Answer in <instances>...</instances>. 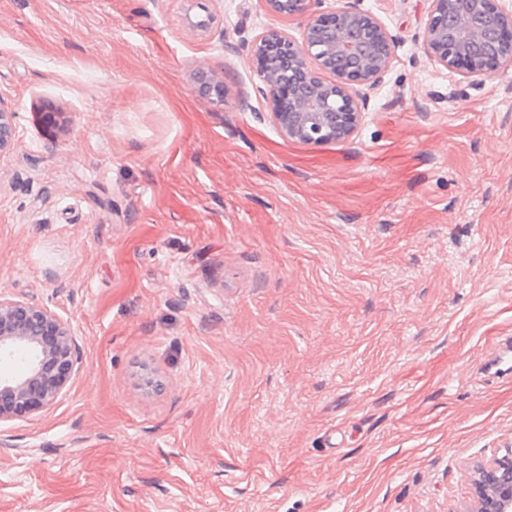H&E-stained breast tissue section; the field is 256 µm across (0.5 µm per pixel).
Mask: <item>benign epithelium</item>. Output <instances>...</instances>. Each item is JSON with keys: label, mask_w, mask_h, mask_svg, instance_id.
Segmentation results:
<instances>
[{"label": "benign epithelium", "mask_w": 512, "mask_h": 512, "mask_svg": "<svg viewBox=\"0 0 512 512\" xmlns=\"http://www.w3.org/2000/svg\"><path fill=\"white\" fill-rule=\"evenodd\" d=\"M284 21L299 20L300 36L270 30L248 50L264 85L273 120L291 141L319 146L354 135L364 114V88L378 84L395 58L396 43L375 16L351 5L330 12L322 0H262ZM420 48L426 58L465 79L512 69V8L503 0H431ZM213 17L185 22L211 32ZM196 90L224 101V78L200 68ZM14 113L0 102V152L13 147ZM23 353L24 369L0 373V422L31 416L54 404L78 363L71 326L50 310L0 295V363ZM476 499L468 512H512V448L470 471Z\"/></svg>", "instance_id": "7a95c632"}]
</instances>
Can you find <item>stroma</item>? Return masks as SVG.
Returning <instances> with one entry per match:
<instances>
[{
  "label": "stroma",
  "mask_w": 512,
  "mask_h": 512,
  "mask_svg": "<svg viewBox=\"0 0 512 512\" xmlns=\"http://www.w3.org/2000/svg\"><path fill=\"white\" fill-rule=\"evenodd\" d=\"M348 1L396 56L309 146L248 63L260 0H0V293L78 344L56 403L0 423V512H462L512 446L483 369L512 337V71L430 62L431 0ZM196 90L212 101H224V78L213 70L200 68L194 76ZM14 112L0 103V152L13 147L16 137Z\"/></svg>",
  "instance_id": "stroma-1"
}]
</instances>
